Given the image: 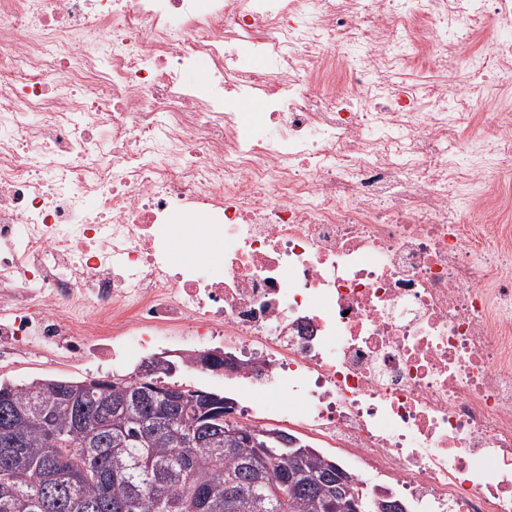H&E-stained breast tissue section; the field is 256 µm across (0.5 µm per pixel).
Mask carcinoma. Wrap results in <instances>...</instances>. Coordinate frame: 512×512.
Segmentation results:
<instances>
[{"instance_id": "cac0c4a2", "label": "carcinoma", "mask_w": 512, "mask_h": 512, "mask_svg": "<svg viewBox=\"0 0 512 512\" xmlns=\"http://www.w3.org/2000/svg\"><path fill=\"white\" fill-rule=\"evenodd\" d=\"M167 371L157 369L149 396L134 375L77 399L57 393L59 380L0 382V404L22 411L20 445L0 433V512H349L361 487H336L335 459L306 455L279 498L274 488L290 473L247 445L262 429L237 422L227 435L224 396L205 402L203 389L165 383ZM179 412L194 414L183 438L210 430L223 451L176 442Z\"/></svg>"}]
</instances>
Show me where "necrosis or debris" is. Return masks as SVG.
I'll return each instance as SVG.
<instances>
[{
    "instance_id": "necrosis-or-debris-1",
    "label": "necrosis or debris",
    "mask_w": 512,
    "mask_h": 512,
    "mask_svg": "<svg viewBox=\"0 0 512 512\" xmlns=\"http://www.w3.org/2000/svg\"><path fill=\"white\" fill-rule=\"evenodd\" d=\"M490 18L512 0H0V363L220 344L256 414L418 512H512V226L476 249L454 204L470 94L375 65L447 67ZM185 208L224 247L176 265ZM397 73L394 81L399 83L402 81H413L420 84L422 90L425 93H429L434 89L436 85V78L433 77L432 72H429L423 68H416L411 70H403L400 68H393Z\"/></svg>"
}]
</instances>
